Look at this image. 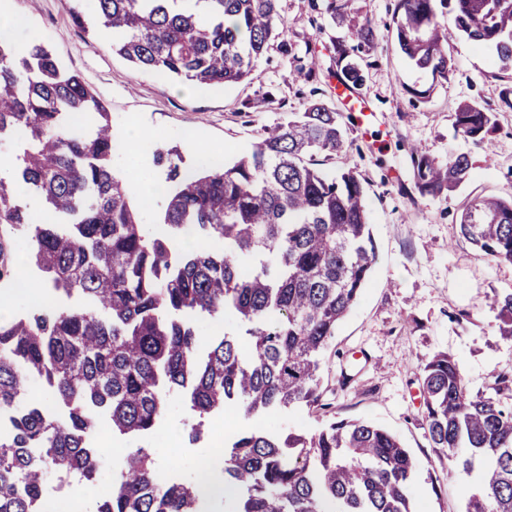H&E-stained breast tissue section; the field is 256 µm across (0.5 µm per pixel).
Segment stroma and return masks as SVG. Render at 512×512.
Segmentation results:
<instances>
[{
	"label": "stroma",
	"instance_id": "stroma-1",
	"mask_svg": "<svg viewBox=\"0 0 512 512\" xmlns=\"http://www.w3.org/2000/svg\"><path fill=\"white\" fill-rule=\"evenodd\" d=\"M311 0H279L287 22V44L272 40L244 81L226 88H180L177 82L135 68L112 53L96 31L76 27L68 0H12L27 26L13 33L16 43L44 41L62 66L80 72L101 99L117 132L114 170L135 180L143 164L123 135L137 122L152 133L151 150L175 149L187 167L200 155L189 144L196 135L206 145L235 155L259 142L287 113L301 112L311 90L332 91L333 43L352 46L348 28L321 19ZM396 0H351L355 20L370 19L378 31L374 64L360 93L375 113L373 126L352 133L347 162L367 181V202L377 247L376 272L361 299L339 324L324 354L322 387L337 417L365 420L397 436L418 463L410 489L418 512H465L474 488L472 475L449 468L433 452L423 428L418 377L436 353L452 355L471 392L489 390L494 373L512 369V337L502 335L492 307L495 294L512 290V263L490 261L463 239L457 223L461 207L479 195L512 198V112L498 115V129L481 143L457 134L452 115L463 102L497 106L512 87V74L498 70L485 51L453 40L454 71L445 80L413 67L396 49L390 25ZM312 54L314 84L294 77L298 57ZM420 145L437 160L470 155V179L454 192L419 194L412 181L410 146ZM367 352L364 361L354 360ZM321 411L302 405L250 419L224 410V430H260L284 437L317 430ZM198 421L186 395L174 392L155 426L135 441L111 435L108 418L99 431L103 458L96 480L81 491L85 512L109 497L123 465V448L150 449L156 469L172 481L196 478L194 462L210 448L209 432L191 439Z\"/></svg>",
	"mask_w": 512,
	"mask_h": 512
}]
</instances>
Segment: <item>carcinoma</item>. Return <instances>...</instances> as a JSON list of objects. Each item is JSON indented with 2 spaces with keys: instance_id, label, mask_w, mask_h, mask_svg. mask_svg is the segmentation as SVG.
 <instances>
[{
  "instance_id": "1",
  "label": "carcinoma",
  "mask_w": 512,
  "mask_h": 512,
  "mask_svg": "<svg viewBox=\"0 0 512 512\" xmlns=\"http://www.w3.org/2000/svg\"><path fill=\"white\" fill-rule=\"evenodd\" d=\"M279 0H70L73 23L111 36L110 48L134 66L200 87L244 80L268 43L285 35ZM349 0L313 2L340 22ZM455 32L512 70V0H397L394 38L416 68L448 79ZM356 48L377 45L375 28L352 31ZM370 63L342 51L336 70L358 89ZM478 103L454 112V127L475 143L496 127ZM354 126L322 98L266 130L227 163L220 156L182 168L179 153L155 155L166 171L162 227L149 232L143 206L112 167L110 113L78 72L42 43L0 39V144L16 147L0 178V284L16 280L17 235L28 261L56 293L88 306L49 300L0 320V512H33L47 474L82 487L96 479L88 437L98 415L112 433L136 436L164 414L170 392L189 391L203 420L233 405L245 418L306 405L327 410L322 360L336 328L360 299L377 263L356 168L329 173L314 156L342 157ZM415 188L439 195L472 174L465 153L442 163L409 150ZM29 192L36 212L22 200ZM460 234L485 256L512 263V200L477 197L460 212ZM215 242L183 251L186 233ZM512 336V293L496 296ZM178 312L230 313L248 324L250 348L226 336L199 354L193 326ZM37 378L54 409L25 402ZM419 385L430 447L465 472L478 470L466 512H512V371L472 394L454 357L435 354ZM417 462L388 430L331 414L308 435L274 438L244 430L224 447V493L243 495L235 512H416L410 487ZM194 482L165 483L147 448H128L112 496L96 512H200Z\"/></svg>"
}]
</instances>
